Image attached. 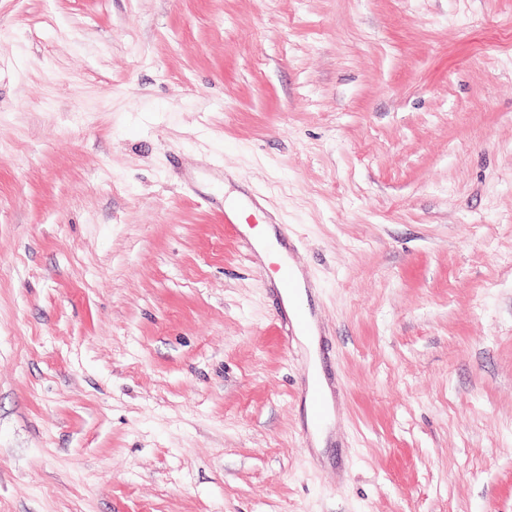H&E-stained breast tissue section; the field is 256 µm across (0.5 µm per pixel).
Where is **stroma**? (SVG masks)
<instances>
[{
    "mask_svg": "<svg viewBox=\"0 0 512 512\" xmlns=\"http://www.w3.org/2000/svg\"><path fill=\"white\" fill-rule=\"evenodd\" d=\"M0 512H512V0H0ZM258 229H250L244 224L243 230L253 235L256 239L257 249L261 256H265L268 250H274L283 260H288L286 250L277 242L272 226L268 224H260ZM247 233H242V239L249 247H254L255 243ZM293 266L287 262L279 263L273 267V271L277 273L280 278L281 288H283L285 294H291L295 288H297V283L293 274ZM300 278V287L297 292L291 299H288V295H285L282 291H280L281 298L283 300V304L288 311V315L294 319L292 322V327L297 330L305 329L309 325V320L304 312L297 313L298 302L301 297L305 295L304 291V281L301 274L298 272ZM295 317V318H294ZM323 380L321 372L311 374L309 377L307 396L311 413L315 420H319L327 414V404L322 392Z\"/></svg>",
    "mask_w": 512,
    "mask_h": 512,
    "instance_id": "1",
    "label": "stroma"
}]
</instances>
